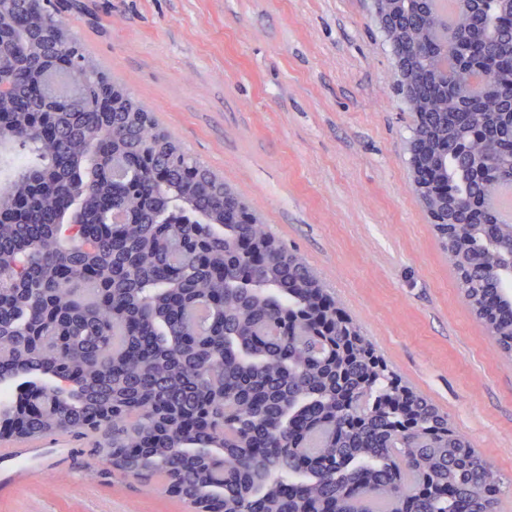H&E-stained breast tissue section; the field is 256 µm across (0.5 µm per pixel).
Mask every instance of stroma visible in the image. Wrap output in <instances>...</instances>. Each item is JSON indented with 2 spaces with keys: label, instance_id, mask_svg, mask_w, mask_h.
I'll list each match as a JSON object with an SVG mask.
<instances>
[{
  "label": "stroma",
  "instance_id": "35a3bbf8",
  "mask_svg": "<svg viewBox=\"0 0 512 512\" xmlns=\"http://www.w3.org/2000/svg\"><path fill=\"white\" fill-rule=\"evenodd\" d=\"M72 37L301 257L413 391L512 482V357L459 294L409 166L375 0H54ZM80 450L0 512H187Z\"/></svg>",
  "mask_w": 512,
  "mask_h": 512
}]
</instances>
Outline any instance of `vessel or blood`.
Instances as JSON below:
<instances>
[{"mask_svg": "<svg viewBox=\"0 0 512 512\" xmlns=\"http://www.w3.org/2000/svg\"><path fill=\"white\" fill-rule=\"evenodd\" d=\"M72 452V447L64 441L50 448L35 442L13 441L0 445V494H14L24 483L42 475L46 458L65 459Z\"/></svg>", "mask_w": 512, "mask_h": 512, "instance_id": "b4317fda", "label": "vessel or blood"}]
</instances>
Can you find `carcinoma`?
Listing matches in <instances>:
<instances>
[{"label":"carcinoma","mask_w":512,"mask_h":512,"mask_svg":"<svg viewBox=\"0 0 512 512\" xmlns=\"http://www.w3.org/2000/svg\"><path fill=\"white\" fill-rule=\"evenodd\" d=\"M59 19L51 0H24L0 16V42ZM407 23L421 73L454 87H418L413 136L448 153V196L479 202L470 229H434L479 323L512 353L498 271L512 221L493 205L512 171V0ZM446 27L466 36L447 52ZM60 47L28 50L46 62ZM77 53L64 69L87 77L73 112L46 94L13 111L45 77L0 75V165L16 145L27 158L0 189V375L46 377L0 403V426L69 435L102 461L101 479L121 471L191 512H494L504 482L448 416L380 370L303 260L224 207V183L170 134L102 111L112 84ZM103 153L124 157L127 180ZM66 195L81 222L55 221ZM102 197L124 222H105Z\"/></svg>","instance_id":"carcinoma-1"}]
</instances>
